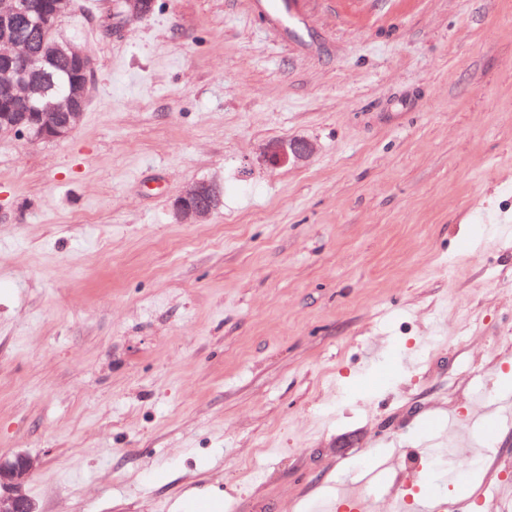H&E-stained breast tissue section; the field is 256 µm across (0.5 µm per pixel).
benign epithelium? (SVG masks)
Returning a JSON list of instances; mask_svg holds the SVG:
<instances>
[{
  "label": "benign epithelium",
  "instance_id": "1",
  "mask_svg": "<svg viewBox=\"0 0 512 512\" xmlns=\"http://www.w3.org/2000/svg\"><path fill=\"white\" fill-rule=\"evenodd\" d=\"M126 19L151 14L154 0H122ZM72 6V0H0V137L19 136L37 141L67 138L81 123L89 102L95 62L87 48L55 40L35 50L26 31H55ZM72 69L64 87L52 77L60 58ZM317 144L308 138L269 143L262 162L272 168L308 161ZM220 185L198 182L188 186L173 202L177 218L186 224H204L218 207ZM35 458L18 454L0 460V512H39L27 492L36 469Z\"/></svg>",
  "mask_w": 512,
  "mask_h": 512
}]
</instances>
